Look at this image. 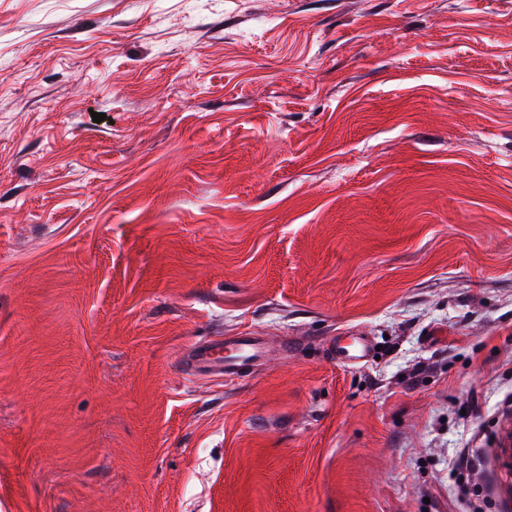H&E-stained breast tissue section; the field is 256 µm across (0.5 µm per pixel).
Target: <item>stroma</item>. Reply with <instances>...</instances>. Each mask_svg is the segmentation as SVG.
Here are the masks:
<instances>
[{
    "label": "stroma",
    "instance_id": "obj_1",
    "mask_svg": "<svg viewBox=\"0 0 512 512\" xmlns=\"http://www.w3.org/2000/svg\"><path fill=\"white\" fill-rule=\"evenodd\" d=\"M510 430L512 0H0V512H512ZM262 349V342L257 336H235L227 340L224 337L212 338L197 345L187 355L185 367L189 373L202 368L231 376L237 372L240 358H257ZM224 350L227 352L225 356Z\"/></svg>",
    "mask_w": 512,
    "mask_h": 512
}]
</instances>
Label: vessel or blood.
<instances>
[{"label":"vessel or blood","mask_w":512,"mask_h":512,"mask_svg":"<svg viewBox=\"0 0 512 512\" xmlns=\"http://www.w3.org/2000/svg\"><path fill=\"white\" fill-rule=\"evenodd\" d=\"M261 353L262 343L256 336L212 338L203 341L188 354L185 367L191 373L202 368L230 376L236 373L240 358H256Z\"/></svg>","instance_id":"obj_1"}]
</instances>
